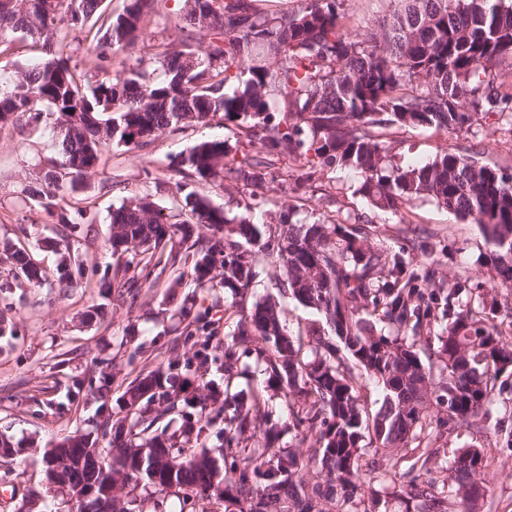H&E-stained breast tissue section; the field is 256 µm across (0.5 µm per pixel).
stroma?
Listing matches in <instances>:
<instances>
[{"instance_id": "stroma-1", "label": "stroma", "mask_w": 512, "mask_h": 512, "mask_svg": "<svg viewBox=\"0 0 512 512\" xmlns=\"http://www.w3.org/2000/svg\"><path fill=\"white\" fill-rule=\"evenodd\" d=\"M400 7L399 0H345V22L366 35L380 31ZM185 11V0H156L147 16L145 46L137 53L118 52L106 57L87 53L82 33L63 23L55 28L53 42L63 48L78 71L101 79L136 67L138 58H152L163 45L177 39V22ZM45 57L42 38L10 34L7 50L0 53V76L18 75ZM212 139L234 141L242 152L250 149L235 124L219 121L159 133L145 148L104 146L100 164L85 188L69 196L71 209H87L93 225L76 251L85 276L74 287L63 288L54 275L56 254L38 242L43 229L54 228L57 219L26 195L28 185L55 156L51 122L45 119L38 124L22 122L0 128V241L36 254L49 275L37 288L26 284L0 288V313L15 330L14 335L0 336V434L16 441L39 442L38 447L27 445L14 456L0 457V473L9 472L12 478L11 483L0 482V512H42L52 497L45 478L44 445L74 433H94L98 405L86 400L78 387L95 364L111 361L116 375L112 392L120 394L121 383L133 380L142 366L155 368L193 355L194 346L183 342L186 325L175 313L177 304L209 308L213 322L223 317V289L202 290L188 276L171 304L163 301L170 280L166 274L156 286L142 288L133 303L102 286L103 277L116 282L124 278L130 258L126 252H111L107 244L112 209L128 199L146 196L165 211L180 213L183 194L177 185L183 177L177 165L197 143ZM387 140L396 163L402 165L433 161L447 145L480 151L482 162L512 170V124L495 116L459 133L392 127ZM358 186L353 171L338 169L316 174L296 192L287 185H272L265 201L258 204L241 184L206 185L202 191L227 216L249 212L256 221L275 229L280 226L281 215L290 210L297 219L309 222L333 217L351 224L365 217L376 226V243L395 247L410 227H426L444 237L451 253L441 261V274L451 275L465 267L476 278L488 279L486 267L478 261L486 246L476 225L427 198L396 213L374 211L358 193ZM283 282L279 267L266 265L246 302H278L287 328L293 332L310 319L311 313L285 294ZM94 304L103 305L104 318L83 320L84 311ZM474 510L512 512V453L495 450L486 494L475 503Z\"/></svg>"}]
</instances>
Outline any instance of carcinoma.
I'll return each instance as SVG.
<instances>
[{
	"instance_id": "cac0c4a2",
	"label": "carcinoma",
	"mask_w": 512,
	"mask_h": 512,
	"mask_svg": "<svg viewBox=\"0 0 512 512\" xmlns=\"http://www.w3.org/2000/svg\"><path fill=\"white\" fill-rule=\"evenodd\" d=\"M33 21L0 8V45L8 31L45 37L63 22L81 31L102 19L90 51H122L144 40L153 0H124L116 15L104 0H29ZM178 23L181 37L155 54L164 77L150 80L145 59L125 74L94 81L69 58L52 57L0 83V125L54 117L59 160L44 170L29 197L71 223L59 202L98 166L104 144L144 147L164 131L205 125L219 117L242 129L251 150L214 139L196 144L182 161L195 184L241 182L265 199L282 161L299 172L300 189L318 172L351 167L359 192L375 209L398 211L430 198L478 226L488 282L440 276L436 256L446 248L427 228L396 248L374 241L371 222L336 219L312 224L283 218L274 231L247 218H230L191 188L184 195L193 221L146 198L110 214L112 251L141 249L159 259L132 261L121 287L132 298L157 264L189 268L200 288L237 295L263 265L285 270L291 297L320 322L286 334L276 306L256 302L237 316L232 334L211 336L184 363L143 368L109 404L114 379L108 362L96 365L86 396L101 402L100 433L76 434L45 452L46 477L64 465L71 488L110 497V512H135L138 489L184 494L180 512H379L382 500L400 512H470L481 497L478 476L488 467L482 449L448 445L491 434L512 451V342L490 320L497 290L512 287V172L468 153L442 148L424 165L401 166L380 130L455 133L481 117L512 112V3L506 0H402L403 8L378 36L364 40L344 24L345 0H306L295 12L269 16L257 0H190ZM213 13L212 37L194 43L196 8ZM238 83L224 92L227 83ZM203 225L215 231L195 235ZM56 266L70 287L84 277L71 257L69 236ZM13 279L41 286L45 271L24 248H0ZM195 331L206 314L178 308ZM224 358V388L204 380L210 362ZM249 359L288 407L285 427L303 455L279 444L263 391L233 392ZM383 391L378 411L361 403L366 382ZM224 397V427L207 412ZM215 437L218 445L191 442ZM453 454L448 463L447 454ZM316 469L325 484H312Z\"/></svg>"
}]
</instances>
